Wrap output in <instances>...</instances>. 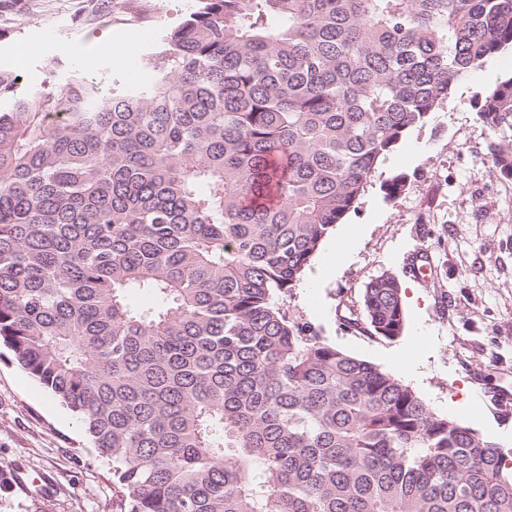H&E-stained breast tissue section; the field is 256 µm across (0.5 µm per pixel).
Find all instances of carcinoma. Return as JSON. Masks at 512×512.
I'll return each instance as SVG.
<instances>
[{
    "label": "carcinoma",
    "instance_id": "1",
    "mask_svg": "<svg viewBox=\"0 0 512 512\" xmlns=\"http://www.w3.org/2000/svg\"><path fill=\"white\" fill-rule=\"evenodd\" d=\"M506 48L512 0H197L147 83L0 69V341L112 461L120 512H512L499 444L275 300ZM477 97L512 128V76ZM362 306L344 329L401 336L396 276Z\"/></svg>",
    "mask_w": 512,
    "mask_h": 512
}]
</instances>
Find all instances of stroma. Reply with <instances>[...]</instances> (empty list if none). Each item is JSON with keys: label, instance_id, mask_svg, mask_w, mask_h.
I'll list each match as a JSON object with an SVG mask.
<instances>
[{"label": "stroma", "instance_id": "stroma-1", "mask_svg": "<svg viewBox=\"0 0 512 512\" xmlns=\"http://www.w3.org/2000/svg\"><path fill=\"white\" fill-rule=\"evenodd\" d=\"M196 0H0V68L27 87L64 86L80 68L104 84L124 74L151 78L140 60L163 29L179 26ZM32 52L17 63L15 49ZM512 75V50L455 86L438 112L377 166L355 209L316 254L335 275L308 270L284 302L297 321L346 353L400 379L443 417L467 397L485 415L461 424L512 448V178L496 173L492 141H512L479 118L478 87ZM401 180L396 196L386 194ZM355 243L338 258L336 241ZM427 251L428 281L409 261ZM414 288L401 336L387 340L343 330L339 316L360 306L366 284L383 272ZM426 340L416 370L405 352ZM112 463L93 447L79 418L0 346V512H118Z\"/></svg>", "mask_w": 512, "mask_h": 512}]
</instances>
